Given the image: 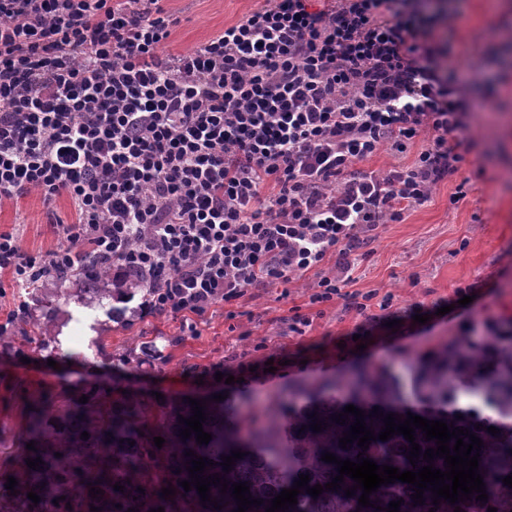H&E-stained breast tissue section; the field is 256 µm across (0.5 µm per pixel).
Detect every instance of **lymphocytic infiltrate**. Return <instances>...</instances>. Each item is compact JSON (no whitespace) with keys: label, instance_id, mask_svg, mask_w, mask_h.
<instances>
[{"label":"lymphocytic infiltrate","instance_id":"f902f5d3","mask_svg":"<svg viewBox=\"0 0 512 512\" xmlns=\"http://www.w3.org/2000/svg\"><path fill=\"white\" fill-rule=\"evenodd\" d=\"M431 2L264 0L175 56L162 0H0V206L64 196L75 214L45 253L0 231V274L57 281L97 256L191 332L311 271V303L366 311L343 292L362 234L467 161L449 137L472 105ZM386 149L412 160L361 170Z\"/></svg>","mask_w":512,"mask_h":512}]
</instances>
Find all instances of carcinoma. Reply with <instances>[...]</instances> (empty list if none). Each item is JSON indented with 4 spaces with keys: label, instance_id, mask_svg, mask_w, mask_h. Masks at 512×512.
I'll list each match as a JSON object with an SVG mask.
<instances>
[{
    "label": "carcinoma",
    "instance_id": "obj_1",
    "mask_svg": "<svg viewBox=\"0 0 512 512\" xmlns=\"http://www.w3.org/2000/svg\"><path fill=\"white\" fill-rule=\"evenodd\" d=\"M78 288L74 293L88 303L103 305L106 301L125 303L135 297L144 298L149 289L143 281L130 276L116 278L79 270L72 275ZM41 309L26 307L19 316V336H2L0 341L12 344L20 341L18 353L38 354L47 349L57 311L59 293L47 295L40 288L32 289ZM157 352V339L143 341L123 355V365L141 367L151 362ZM403 378L392 369L360 366L342 380H315L291 393L288 400L267 410V424L255 427L242 417L234 406L224 401L206 400L203 422L205 432L212 435L207 444L196 443V436L184 440L179 430L186 425L180 417L192 416L191 404L179 395H167L162 400L134 393L115 394L100 385L85 392L88 402L81 403V394L73 396L47 391L29 399L22 426L24 442H35V449L26 450L24 459L14 468L12 477L18 485L19 507L13 512H234L238 509L232 490L222 495V486L210 487L211 499L222 505L201 504L198 491H185L180 482L189 479L185 452L212 461L203 473L207 478L221 474L229 483L245 482L252 498L263 504L250 512H265L275 496L294 486L299 475L310 477L308 485H325L338 475L337 465L321 460L330 452L341 460L357 461V455L377 464L397 467L400 471L420 469L423 459L413 465L407 459L411 443L395 435L387 441L376 440L367 451L357 443L339 446V438L350 430L356 417L348 415L340 425L332 421L352 404L365 411L366 427L381 431L384 418L372 414L379 408L383 414L407 417V413L428 420H443L461 429L467 428L483 441L479 470L485 483L487 501L476 496L458 503L461 512H512V488L502 479L512 475V326L497 327V332L484 339L455 338L435 346L412 360ZM462 418H456V415ZM322 421L326 426L314 432L309 425ZM481 424L476 429L475 424ZM494 426L493 435L487 428ZM89 433L88 439L81 433ZM165 439L158 448L153 438ZM245 456L225 472L221 456L234 450ZM40 458L44 464L33 470L26 460ZM120 483L124 492L114 490ZM354 480L344 477L337 490H325L317 498L300 489L297 505L286 512H378L362 507L358 499L362 491L355 490L348 498L345 489ZM103 490L92 498L90 487ZM142 487L144 492L137 491ZM171 486L176 494L164 499L161 489ZM41 497L33 503L27 493ZM413 486L397 481L382 485L370 495V503L383 508L392 501H401L400 512H454L455 505L443 500L432 504V492L424 491L425 504L412 500ZM58 503H53V500Z\"/></svg>",
    "mask_w": 512,
    "mask_h": 512
}]
</instances>
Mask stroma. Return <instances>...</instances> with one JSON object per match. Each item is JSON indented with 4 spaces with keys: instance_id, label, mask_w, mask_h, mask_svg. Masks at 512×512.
I'll list each match as a JSON object with an SVG mask.
<instances>
[{
    "instance_id": "stroma-1",
    "label": "stroma",
    "mask_w": 512,
    "mask_h": 512,
    "mask_svg": "<svg viewBox=\"0 0 512 512\" xmlns=\"http://www.w3.org/2000/svg\"><path fill=\"white\" fill-rule=\"evenodd\" d=\"M262 4L165 0L166 11L179 20L169 52L193 51ZM448 44L457 53V68L471 76L470 99L488 98L498 107L463 117L460 137L472 144L462 171L470 179L466 197L451 203L456 184L442 181L427 202L410 208L399 223L380 225L369 245L352 254L345 290L372 293L366 313L338 297L311 304L317 280L312 272L286 289H252L235 303L214 304L193 333L166 315L147 314L129 327L112 325L105 307L70 296L42 357L26 363L0 348V507L13 500L7 475L25 451V403L45 388L75 394L105 384L117 393L210 396L217 387L213 366L260 363L284 351L291 365L280 377L230 394L247 419L262 425L265 406L284 399L289 388L342 377L354 365L399 370L449 338L484 336L489 324L512 321V0H450ZM70 218L66 198L49 207L31 194L0 207V231L16 233L27 251H46L59 243L55 220ZM467 289L473 290V301L455 304L457 292ZM387 296L390 307L380 309ZM416 305L431 311V319L418 335L395 339L389 321L404 319ZM297 313L311 321L301 335L290 328ZM372 314L382 315L385 323L368 337L366 349H358L353 336ZM159 335L171 342L153 366H115L103 357L107 351L120 356L143 337Z\"/></svg>"
}]
</instances>
